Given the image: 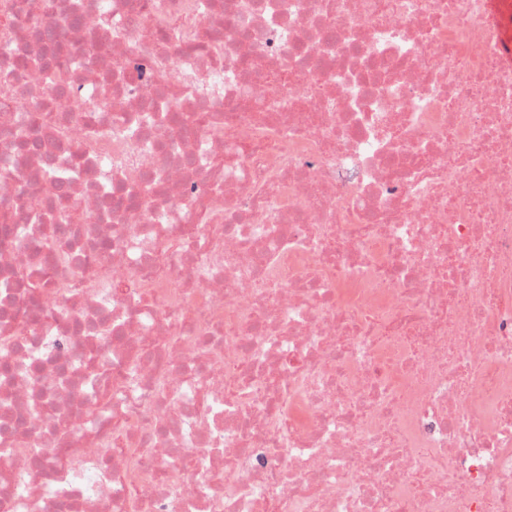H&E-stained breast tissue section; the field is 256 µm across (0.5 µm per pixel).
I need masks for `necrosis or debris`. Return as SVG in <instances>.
<instances>
[{"mask_svg": "<svg viewBox=\"0 0 512 512\" xmlns=\"http://www.w3.org/2000/svg\"><path fill=\"white\" fill-rule=\"evenodd\" d=\"M0 512H512V0H0Z\"/></svg>", "mask_w": 512, "mask_h": 512, "instance_id": "4bbe7bcc", "label": "necrosis or debris"}]
</instances>
